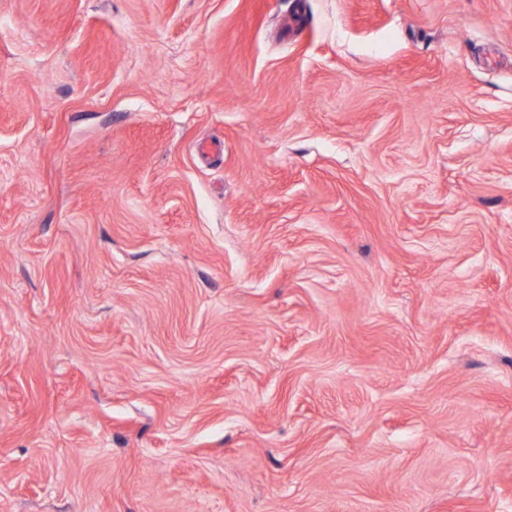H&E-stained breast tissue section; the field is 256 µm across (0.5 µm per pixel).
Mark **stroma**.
<instances>
[{
	"label": "stroma",
	"instance_id": "stroma-1",
	"mask_svg": "<svg viewBox=\"0 0 512 512\" xmlns=\"http://www.w3.org/2000/svg\"><path fill=\"white\" fill-rule=\"evenodd\" d=\"M0 512H512V0H0Z\"/></svg>",
	"mask_w": 512,
	"mask_h": 512
}]
</instances>
